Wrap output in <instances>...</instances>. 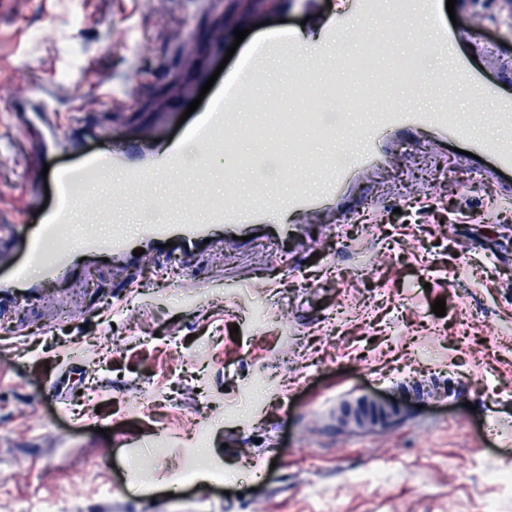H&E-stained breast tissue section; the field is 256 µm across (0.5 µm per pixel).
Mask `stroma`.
<instances>
[{
    "label": "stroma",
    "mask_w": 512,
    "mask_h": 512,
    "mask_svg": "<svg viewBox=\"0 0 512 512\" xmlns=\"http://www.w3.org/2000/svg\"><path fill=\"white\" fill-rule=\"evenodd\" d=\"M347 7L0 0V224L34 222V143L57 131L53 168L100 148L74 113L118 142L178 140L208 79L230 87L268 33L308 37ZM451 17L480 28L458 51L490 95H512V5L456 0ZM323 123L335 142L298 130L282 155L364 149L344 115ZM467 147L393 150L356 188L362 222L305 218L281 250L259 238L45 283L0 336V512L36 494L54 512H512V201ZM443 186L447 223L407 215ZM195 457L223 482L158 483Z\"/></svg>",
    "instance_id": "1"
}]
</instances>
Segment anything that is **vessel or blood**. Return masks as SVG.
Listing matches in <instances>:
<instances>
[{"label":"vessel or blood","instance_id":"obj_1","mask_svg":"<svg viewBox=\"0 0 512 512\" xmlns=\"http://www.w3.org/2000/svg\"><path fill=\"white\" fill-rule=\"evenodd\" d=\"M389 0H352V8L340 19L329 20L328 29L320 41L321 68L332 65L333 46L338 33L356 28L362 20L379 21L389 13ZM433 49L440 55H451V67L441 69L439 80L456 84H475L476 76L471 66L453 56L454 46L447 33H440ZM270 44L257 45L242 69L231 95L236 99H253L254 74L260 63L270 54ZM495 119L501 135L493 144L470 141L469 150L475 154V168L502 183L503 196L512 195V184L502 182V175L512 173V98L498 97L493 102ZM240 113L224 109L223 95L212 98L201 119L184 131L186 139L195 143L201 153V165L183 181L176 191L186 200V218L177 223L144 224L138 240H129L120 228L114 227L116 211L141 205L151 199L154 180L158 175L182 169L183 158L176 145L144 141L132 147L111 142L98 151L81 153L78 160L68 166L51 171L48 179L53 201L42 212L39 224L30 226L24 234H17L15 225L1 224L0 236L22 239L24 258L15 262L9 272H0V314H8L16 305L38 294L42 281L66 280L81 269L84 258L105 254L112 260L136 263V251L145 249L168 259L177 254H187L205 240L231 241L235 236H247L264 231L267 240L285 244L299 238L302 227L295 224V217L312 216L331 208L346 207L353 187L369 172L383 163L392 148L404 143L406 137L422 131L428 132L432 141L444 143L462 138L465 128L483 120L479 112H451L441 107L432 112H422L394 107L372 113L363 131L367 149L351 166L339 170L328 165L322 170L324 187H314L280 198L270 187H262L258 196L243 203L237 198L234 179H227L226 197L221 207L211 209L210 219L195 222L191 214L192 200H204L209 193L210 178L223 176V147L217 139L225 129L238 124ZM118 176L122 190L112 199L108 209L86 210L85 232L80 248H64L55 252L48 246L68 232L73 220L72 207L78 189L97 183L107 175ZM287 204L292 223L270 224L266 221L268 210Z\"/></svg>","mask_w":512,"mask_h":512}]
</instances>
